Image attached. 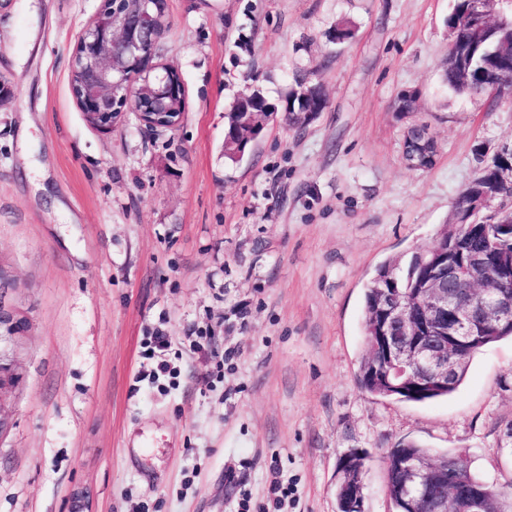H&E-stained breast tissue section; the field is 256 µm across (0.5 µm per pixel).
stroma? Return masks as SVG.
<instances>
[{
    "instance_id": "stroma-1",
    "label": "stroma",
    "mask_w": 512,
    "mask_h": 512,
    "mask_svg": "<svg viewBox=\"0 0 512 512\" xmlns=\"http://www.w3.org/2000/svg\"><path fill=\"white\" fill-rule=\"evenodd\" d=\"M101 6L0 8V275L29 321L23 380L0 393V512H69L76 493L86 512H269L277 481L280 512H337L353 448L370 456L363 512H396L383 456L402 440L511 482L512 337L442 399L357 382L376 267L433 247L461 190L512 149V101L444 80L454 0H169L160 60L186 109L157 133L131 111L99 132L73 99L74 45ZM308 74L325 111L268 122L225 159L236 96L277 101ZM412 124L438 147L425 170L403 158Z\"/></svg>"
}]
</instances>
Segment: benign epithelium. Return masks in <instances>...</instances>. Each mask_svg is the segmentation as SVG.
<instances>
[{"label": "benign epithelium", "mask_w": 512, "mask_h": 512, "mask_svg": "<svg viewBox=\"0 0 512 512\" xmlns=\"http://www.w3.org/2000/svg\"><path fill=\"white\" fill-rule=\"evenodd\" d=\"M104 0L103 6L82 31L71 60L73 98L86 121L95 129L110 132L121 121L124 108L135 103L137 118L148 131L173 130L182 112H165V98L180 96L182 82L176 70L153 62L163 35L167 0ZM492 0H471L461 25L472 42L496 34L499 41H512V17L490 19ZM488 94L512 100V68L488 70L484 76ZM301 121L309 123L324 110L321 101L302 96ZM403 154L416 169L432 165L436 144L431 135L417 137L409 131ZM484 197H459L454 203L455 230H468V220L489 206ZM512 237V216L489 221L482 232L487 246L469 251L462 264L445 258L430 261L416 298L397 288V273L379 285L375 319L377 329L367 337L370 359L367 369L379 382L413 389L434 383L446 386L456 370L452 351L473 344L487 330L512 325V264L499 255L502 232ZM10 284L0 275V392L18 387L22 375L16 349L28 331V320L6 303ZM402 442L389 450L386 463L387 490L397 512H507L485 495L482 484L464 481L459 471L436 457L421 456ZM368 453L358 448L345 452L338 472L345 477V512H362L363 475Z\"/></svg>", "instance_id": "benign-epithelium-1"}]
</instances>
